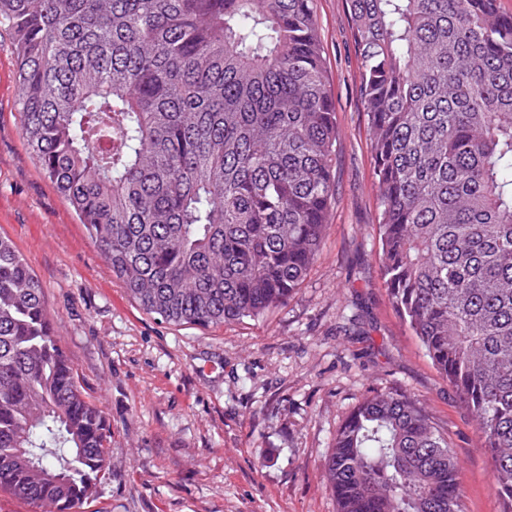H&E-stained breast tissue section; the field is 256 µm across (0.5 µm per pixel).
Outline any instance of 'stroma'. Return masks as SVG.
<instances>
[{
  "label": "stroma",
  "instance_id": "35a3bbf8",
  "mask_svg": "<svg viewBox=\"0 0 512 512\" xmlns=\"http://www.w3.org/2000/svg\"><path fill=\"white\" fill-rule=\"evenodd\" d=\"M336 106V195L287 305L173 325L129 296L21 130L18 62L0 29V234L33 269L57 338L112 428L80 512H338L321 467L367 397L416 400L447 436L464 512H502L476 423L401 319L381 275L368 118L345 0H314Z\"/></svg>",
  "mask_w": 512,
  "mask_h": 512
}]
</instances>
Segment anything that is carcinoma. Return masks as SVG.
Returning <instances> with one entry per match:
<instances>
[{
	"mask_svg": "<svg viewBox=\"0 0 512 512\" xmlns=\"http://www.w3.org/2000/svg\"><path fill=\"white\" fill-rule=\"evenodd\" d=\"M401 318L470 410L512 512V15L498 0H346ZM22 134L115 275L176 325L296 291L335 195L338 129L313 0H0ZM112 429L0 235V492L77 512ZM339 512H462L454 452L376 393L324 465Z\"/></svg>",
	"mask_w": 512,
	"mask_h": 512,
	"instance_id": "obj_1",
	"label": "carcinoma"
}]
</instances>
